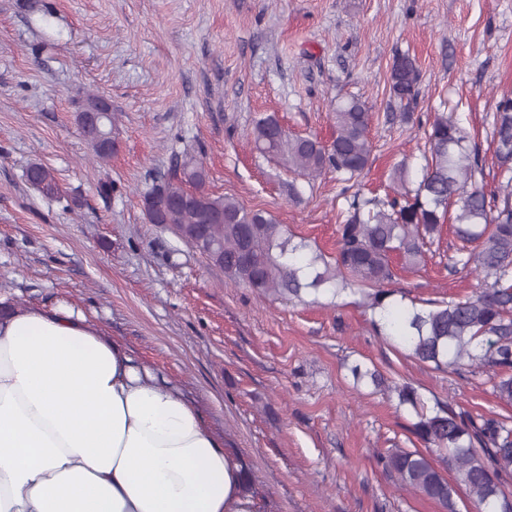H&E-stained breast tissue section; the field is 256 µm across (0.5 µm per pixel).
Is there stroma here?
<instances>
[{"label": "stroma", "mask_w": 512, "mask_h": 512, "mask_svg": "<svg viewBox=\"0 0 512 512\" xmlns=\"http://www.w3.org/2000/svg\"><path fill=\"white\" fill-rule=\"evenodd\" d=\"M398 54L420 71L408 105L389 92ZM90 93L115 115L103 161L76 121ZM349 97L373 114L359 177L296 178L247 137L273 114L290 134L329 141ZM507 97L512 0H0V303L73 306L180 388L249 472L255 512H443L378 464L385 449L418 447L414 416L351 368L412 384L431 406L512 417L487 377L409 357L376 332L359 290L286 303L229 284L149 223L141 197L196 157L209 192L270 211L331 261L353 195L384 197L402 160L421 179L435 113L455 108L482 151L477 180L493 189V116ZM34 162L57 194L28 184ZM459 246L442 230L423 267L399 270L395 303L472 295L480 282L454 267ZM35 173L36 181L32 186L44 195H54L57 190V182L51 169L40 163L31 164L26 170L27 181L31 178V173Z\"/></svg>", "instance_id": "stroma-1"}]
</instances>
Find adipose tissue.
I'll use <instances>...</instances> for the list:
<instances>
[{"label":"adipose tissue","mask_w":512,"mask_h":512,"mask_svg":"<svg viewBox=\"0 0 512 512\" xmlns=\"http://www.w3.org/2000/svg\"><path fill=\"white\" fill-rule=\"evenodd\" d=\"M243 481L181 390L83 312H0V512H246Z\"/></svg>","instance_id":"adipose-tissue-1"}]
</instances>
